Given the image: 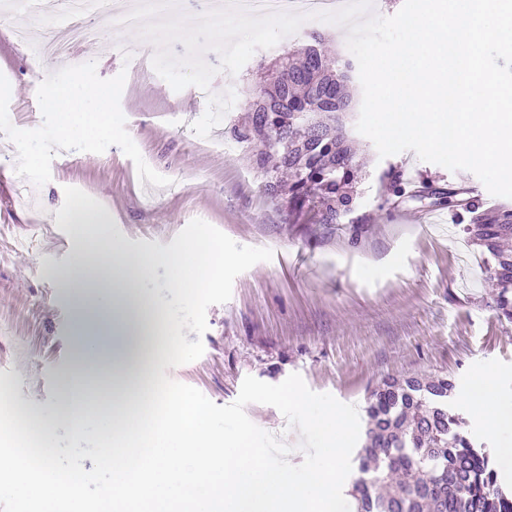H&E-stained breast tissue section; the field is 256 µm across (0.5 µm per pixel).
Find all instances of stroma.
Masks as SVG:
<instances>
[{"label":"stroma","instance_id":"stroma-1","mask_svg":"<svg viewBox=\"0 0 512 512\" xmlns=\"http://www.w3.org/2000/svg\"><path fill=\"white\" fill-rule=\"evenodd\" d=\"M38 25L22 13L0 12V73L11 86L14 127L35 129L43 117L37 88L61 64L37 49ZM106 16L85 25L99 38L70 46L95 62L100 78L125 73L120 106L126 130L146 163L170 178L141 182L134 162L116 146L96 154L58 151L51 179L32 203L20 200L17 149L0 132V389L18 406L50 416L72 360L73 318L53 273L72 257L69 208L87 202L106 213L113 241L134 254L179 253L199 237L219 246L223 261L211 288L183 300L166 286L165 268L149 280L177 332L132 395L151 400L183 393L210 408L216 436L253 430L262 466L292 460L295 475L320 460L321 443L281 397L294 386L318 406L354 412L352 445L366 427V398L382 380L446 376L458 390L451 406L472 439L497 452L505 442L459 397L485 368L498 373L512 398V320L495 304L487 255L471 243L446 207L394 200L391 174L465 192L486 207L499 204L473 173L421 161L412 151L379 158L371 140L358 157L361 179L352 212L336 224L310 218L311 202L270 194L232 126L249 93L274 61L255 52L236 75L217 73L207 90L174 91L152 67L137 31L122 34L125 51L110 49ZM97 428L50 436L61 463L88 475L86 499L111 480L94 451Z\"/></svg>","mask_w":512,"mask_h":512}]
</instances>
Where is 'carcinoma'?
Listing matches in <instances>:
<instances>
[{
	"mask_svg": "<svg viewBox=\"0 0 512 512\" xmlns=\"http://www.w3.org/2000/svg\"><path fill=\"white\" fill-rule=\"evenodd\" d=\"M351 72L352 64L315 36L301 50L278 57L271 77L252 91L259 105H250L231 129L252 148L250 161L270 188L313 200L319 224L336 223L353 206ZM387 191L456 211L464 233L492 259L497 308L512 320V208L484 209L454 189L436 191L424 183L414 190L397 177ZM454 390L446 378L421 376L387 379L371 391L351 488L357 512H512V497L499 488L488 454L476 449L465 420L448 408Z\"/></svg>",
	"mask_w": 512,
	"mask_h": 512,
	"instance_id": "cac0c4a2",
	"label": "carcinoma"
}]
</instances>
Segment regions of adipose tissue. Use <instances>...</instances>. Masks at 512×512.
I'll return each instance as SVG.
<instances>
[{"label": "adipose tissue", "instance_id": "1", "mask_svg": "<svg viewBox=\"0 0 512 512\" xmlns=\"http://www.w3.org/2000/svg\"><path fill=\"white\" fill-rule=\"evenodd\" d=\"M106 226L102 215L79 208L73 258L54 274L74 315L73 364L53 416L15 408L0 416V471L44 496L46 512H79L85 473L60 468L58 449L42 440L55 427L77 431L91 421L98 427L96 456L111 465L112 480L87 512H335L351 444V417L340 408L322 410L300 391L284 392L322 442L319 464L298 480L288 463L264 469L248 430L215 438L208 408L187 395H169L155 426L139 403L102 397V384L126 391L159 354L164 322L147 287L153 269L164 267L169 288L187 300L212 286L215 260L214 248L199 245L177 255H135L113 242ZM461 397L488 431L512 434V399L501 396L494 370L481 372ZM154 432L173 447L152 442Z\"/></svg>", "mask_w": 512, "mask_h": 512}]
</instances>
